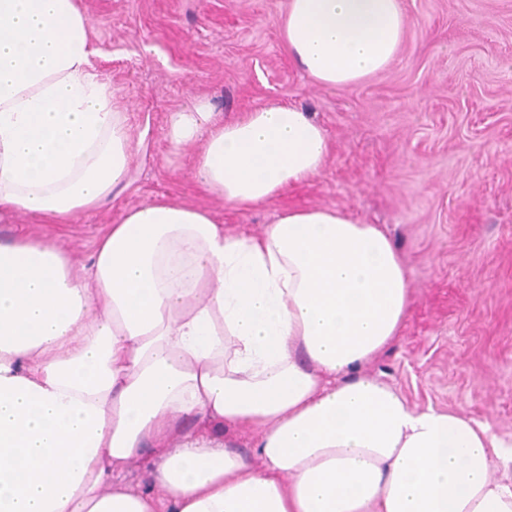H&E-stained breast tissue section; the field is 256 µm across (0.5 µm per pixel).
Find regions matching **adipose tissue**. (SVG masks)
Listing matches in <instances>:
<instances>
[{
    "mask_svg": "<svg viewBox=\"0 0 512 512\" xmlns=\"http://www.w3.org/2000/svg\"><path fill=\"white\" fill-rule=\"evenodd\" d=\"M407 25L402 0H288L282 35L314 83L350 90ZM92 55L77 0H0V218L68 224L125 181L134 145ZM168 137L239 207L328 154L290 105L226 121L200 102ZM410 304L392 239L334 208L281 211L255 237L158 201L79 265L51 235L0 242V512H512L488 427L361 372ZM228 428L254 432L252 455ZM148 450L151 487L133 488Z\"/></svg>",
    "mask_w": 512,
    "mask_h": 512,
    "instance_id": "obj_1",
    "label": "adipose tissue"
}]
</instances>
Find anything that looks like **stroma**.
I'll list each match as a JSON object with an SVG mask.
<instances>
[{"mask_svg":"<svg viewBox=\"0 0 512 512\" xmlns=\"http://www.w3.org/2000/svg\"><path fill=\"white\" fill-rule=\"evenodd\" d=\"M79 2L137 151L123 191L62 230L72 260L87 262L127 209L161 199L206 208L237 234L291 207L379 225L407 267L411 305L363 374L410 406L488 426L503 444L494 474L512 475V0H403L397 58L351 90L322 88L293 63L286 0ZM199 100L227 120L303 108L329 140L324 167L265 205L224 204L192 152H169L171 113Z\"/></svg>","mask_w":512,"mask_h":512,"instance_id":"stroma-1","label":"stroma"}]
</instances>
